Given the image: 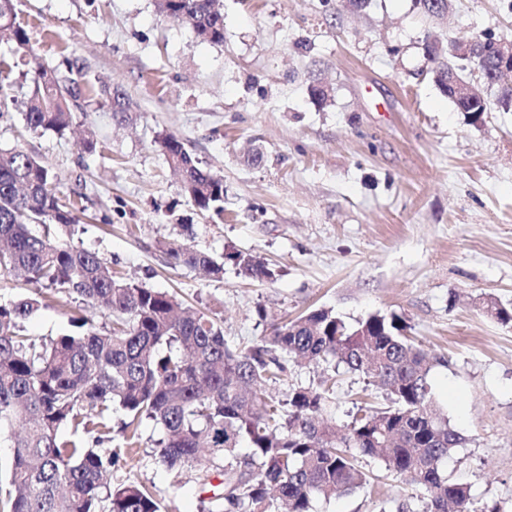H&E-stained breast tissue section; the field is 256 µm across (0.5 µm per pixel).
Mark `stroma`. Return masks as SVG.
Listing matches in <instances>:
<instances>
[{
	"mask_svg": "<svg viewBox=\"0 0 512 512\" xmlns=\"http://www.w3.org/2000/svg\"><path fill=\"white\" fill-rule=\"evenodd\" d=\"M224 42L199 41L158 12L155 0H16L30 51L0 41L14 62L0 117V148L16 146L79 191L85 208L57 239L97 252L119 275L168 292L221 320L238 347L269 324L324 306L345 321L396 313L411 326L432 368L441 412L463 437L444 468L468 483L478 505L512 512V326L481 313L479 297L512 303V110L492 104L480 125L444 96L424 54L427 40L473 34L512 39V0H452L447 15L425 16L414 0H222ZM76 59L85 93L64 135L30 129L24 101L31 70ZM329 86L313 99V80ZM122 89L134 112L119 118L96 89ZM93 132L96 148L82 139ZM171 133L201 167L224 178L217 219L183 195L158 144ZM264 154L248 162L251 149ZM193 226L196 249L252 251L277 267L259 282L225 267L223 279L171 265L161 241ZM268 321H259L257 309ZM109 323L106 308L61 296L24 324L38 340L69 329L70 315ZM385 406L362 376L339 372L327 407L343 423L353 407ZM144 422L136 460L112 469L113 483L152 487L166 512H198L210 463L167 468ZM421 489L389 478L381 496L355 491L317 499L312 512H379Z\"/></svg>",
	"mask_w": 512,
	"mask_h": 512,
	"instance_id": "1",
	"label": "stroma"
}]
</instances>
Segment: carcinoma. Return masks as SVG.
<instances>
[{"label":"carcinoma","instance_id":"carcinoma-1","mask_svg":"<svg viewBox=\"0 0 512 512\" xmlns=\"http://www.w3.org/2000/svg\"><path fill=\"white\" fill-rule=\"evenodd\" d=\"M16 0H0V38L15 49L30 45L16 21ZM158 10L181 19L203 42L224 43L220 0H156ZM434 82L449 95L443 77H463L465 58L437 41L425 45ZM41 66L29 78L25 120L33 129L58 134L70 127L82 94L71 74ZM11 67L0 66V111L14 103L6 88ZM502 108L512 107V86L495 81ZM114 112H131L118 88L100 87ZM460 107L470 123L488 111L481 96ZM157 143L180 177L181 191L201 212L224 213L223 177L201 168L173 134ZM82 194L62 201L49 168L21 147L0 150V270L14 272L37 291L0 298V433L8 430L11 455L0 466V512H162L155 493L136 482L112 485V467L133 457L143 420L162 427L157 455L170 468H193L207 459L221 466V491L205 512H312L316 497L375 491L378 477L363 470L360 457L378 459L389 475L421 487L426 497L404 501L397 512H500L474 506L471 486L448 479L444 462L464 438L434 407L430 359L397 314L367 315L347 323L328 308L271 324L259 343L232 347L216 318L198 309L177 314L166 292L146 288L112 271L98 253L50 237V226L80 221ZM174 266L208 277L224 267L253 280L273 281L279 271L250 251L224 248L222 260L188 240L161 244ZM76 295L86 306H108L102 331L85 316L72 330L48 341L23 334V324L46 305L49 295ZM478 307L512 325V306L496 297ZM313 364L324 378L315 386L291 384L284 397L266 400L261 385L283 381L287 364ZM357 373L384 391V407L361 406L338 426L323 418L331 381L339 369ZM123 412L112 441V414ZM69 426L73 437L62 438Z\"/></svg>","mask_w":512,"mask_h":512}]
</instances>
